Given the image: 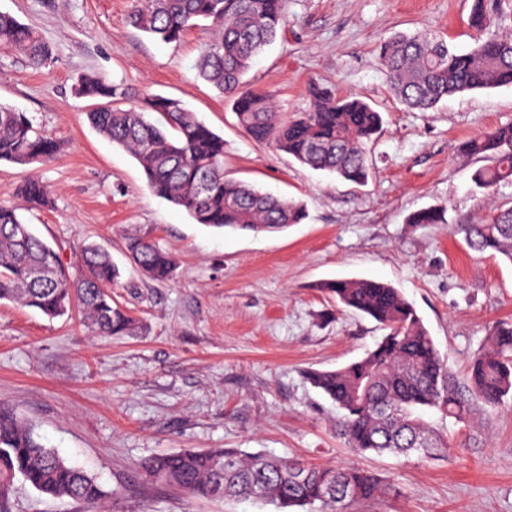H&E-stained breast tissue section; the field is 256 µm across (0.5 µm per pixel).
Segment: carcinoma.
Masks as SVG:
<instances>
[{"label":"carcinoma","instance_id":"obj_1","mask_svg":"<svg viewBox=\"0 0 512 512\" xmlns=\"http://www.w3.org/2000/svg\"><path fill=\"white\" fill-rule=\"evenodd\" d=\"M504 12L474 0L469 25L479 33L475 47L459 52L445 39L399 34L384 40L380 60L397 99L428 112L470 91L512 87V37L487 36ZM210 22L212 38L198 59V73L232 104L237 124L255 142L272 144L298 162L337 178L363 184L370 167L367 147L379 133L382 113L356 95L311 83V108L289 117L271 93L244 79L254 59L270 46L285 22V0H132L130 21L164 43L178 42L199 21ZM0 49L23 54L35 69L52 58L47 42L30 26L0 12ZM75 96L98 102L87 113L97 132L131 154L149 188L184 209L198 224L217 229L278 232L306 217L304 204L263 191L224 174V139L181 100L150 95L125 105L130 88L94 74L78 77ZM159 119L151 121L146 114ZM463 153L489 161L472 174L488 192L512 185V124L483 131L460 145ZM61 144L42 134L23 112L0 105V161L30 165L54 159ZM16 201L0 202V301L61 317L78 303L83 323L98 336L129 335L138 321L112 299L120 270L96 245L79 256L80 275L23 222L19 211L45 208V184L29 177ZM415 226L446 223L445 209L411 213ZM469 249L512 263V206L495 208L483 224H459ZM139 272L164 282L173 278V254L138 233L123 235ZM320 289L342 310L373 319L385 335L362 359L340 369L311 371L307 379L341 410L336 431L355 454L425 458L448 455V441L424 420L436 410L458 422L477 408L495 410L512 395V321L489 327L485 343L460 379L438 351L416 308L388 282L368 278L326 281ZM146 480L182 489L194 498H244L274 512H350L353 503L382 492L380 480L355 466H314L231 448L162 454L140 464ZM52 498L100 509L105 492L95 477L70 463L35 436L26 417L0 402V500L15 478Z\"/></svg>","mask_w":512,"mask_h":512}]
</instances>
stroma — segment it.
Listing matches in <instances>:
<instances>
[{"mask_svg": "<svg viewBox=\"0 0 512 512\" xmlns=\"http://www.w3.org/2000/svg\"><path fill=\"white\" fill-rule=\"evenodd\" d=\"M131 0H0L52 47L32 68L0 49V104L31 117L65 144L48 163L0 162V201L29 175L48 185L51 207L26 223L68 267L83 246L108 251L121 270L113 298L140 321L129 336H96L78 311L48 318L0 302V401L22 412L47 445L94 475L108 512H270L251 501L205 500L145 481L153 455L234 448L316 465H354L377 475L384 494L353 512H512V397L463 426L438 413L451 459L384 453L356 456L337 433L336 407L306 379L362 358L382 337L366 317L340 311L321 282L391 283L415 305L441 355L465 373L486 329L512 319V263L471 251L455 224L485 222L512 203V187L474 190L480 160L464 139L512 122V88L457 96L429 112L394 97L379 59L397 32L441 35L470 49L473 0H286L276 41L247 72L280 112L307 111L310 81L366 96L385 125L368 149L366 184L336 180L269 144L251 140L228 102L199 78L210 37L194 27L179 42L149 38L130 22ZM96 73L143 94L181 99L224 139V171L303 201L307 219L278 233L216 230L153 194L128 153L89 124L71 86ZM439 206L446 221L406 217ZM170 250L175 277L156 282L132 268L124 231ZM8 512H85L15 479Z\"/></svg>", "mask_w": 512, "mask_h": 512, "instance_id": "1", "label": "stroma"}]
</instances>
